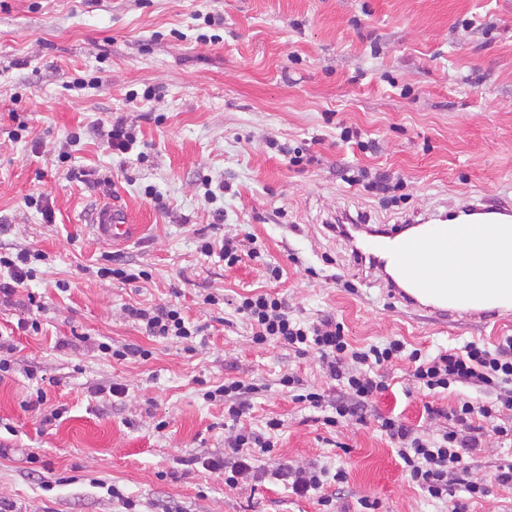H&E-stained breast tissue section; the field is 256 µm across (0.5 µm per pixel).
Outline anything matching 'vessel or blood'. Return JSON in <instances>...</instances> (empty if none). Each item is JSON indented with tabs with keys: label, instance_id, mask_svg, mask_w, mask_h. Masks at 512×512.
Segmentation results:
<instances>
[{
	"label": "vessel or blood",
	"instance_id": "b4317fda",
	"mask_svg": "<svg viewBox=\"0 0 512 512\" xmlns=\"http://www.w3.org/2000/svg\"><path fill=\"white\" fill-rule=\"evenodd\" d=\"M460 223L419 218L413 236L383 229L357 246L358 260L382 271L383 292L407 311L439 327L494 313L512 316V197L467 199L456 207ZM107 244L126 240L133 226L109 203L90 219Z\"/></svg>",
	"mask_w": 512,
	"mask_h": 512
}]
</instances>
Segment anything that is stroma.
Listing matches in <instances>:
<instances>
[{
  "instance_id": "1",
  "label": "stroma",
  "mask_w": 512,
  "mask_h": 512,
  "mask_svg": "<svg viewBox=\"0 0 512 512\" xmlns=\"http://www.w3.org/2000/svg\"><path fill=\"white\" fill-rule=\"evenodd\" d=\"M99 77V87L76 88ZM123 118L145 158L112 153L98 128ZM25 131H18V122ZM375 143L361 153L339 125ZM83 131L78 146L71 132ZM308 145L313 161L292 165L269 141ZM68 161H60L61 153ZM366 166L401 178L400 205L345 183ZM226 185L209 200L204 183ZM155 197H147L145 188ZM47 193L54 223L24 204ZM512 195V0H0V247L46 258L27 289L40 301L0 306V337L17 346L0 377V501L16 512H124L116 485L138 512L171 502L184 512H317L282 483L230 488L206 471L224 453V407L204 400L227 377L260 385L248 419L284 426L270 462L344 467L345 512L368 495L379 512H440L408 482L375 421L326 432L321 410L294 403L278 381L296 372L305 387L332 393L316 353L256 347L233 307L209 293L283 296L294 317L325 314L345 324L353 346L389 337L429 352L512 336V320L489 317L440 329L405 315L365 283L337 216L364 213L373 227L404 214L442 216L476 195ZM127 209L132 240L102 243L86 217L101 204ZM223 211L214 221L215 211ZM231 237L243 255L226 266L198 250L200 235ZM114 254L149 280H102ZM332 263H324V256ZM279 266L280 280L267 269ZM68 282L67 291L56 281ZM355 289L344 288V281ZM179 303L202 333L154 338L128 306ZM38 318V334H16ZM135 343L148 359L116 361L98 343ZM406 366H389L376 413L435 433L426 405L444 409L488 393L455 387L423 395ZM124 389L113 400L112 386ZM40 407H31L36 395ZM64 407L63 417L42 424ZM467 480L488 483L470 512H512V487L495 485L512 443L493 431ZM65 485L55 484L58 475ZM53 482L43 490V481Z\"/></svg>"
}]
</instances>
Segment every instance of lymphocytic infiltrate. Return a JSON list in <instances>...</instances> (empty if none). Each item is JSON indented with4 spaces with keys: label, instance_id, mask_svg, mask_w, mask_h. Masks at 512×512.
<instances>
[{
    "label": "lymphocytic infiltrate",
    "instance_id": "obj_1",
    "mask_svg": "<svg viewBox=\"0 0 512 512\" xmlns=\"http://www.w3.org/2000/svg\"><path fill=\"white\" fill-rule=\"evenodd\" d=\"M41 251H0V269H6L7 281H0V304L12 303L20 288L36 275L35 262L44 260ZM250 324L252 341L264 346L275 342L295 354L309 351L318 353L326 377L336 384L332 397L304 387L301 379L292 373L284 374L279 384L283 393L298 403L312 407H329L322 423L336 428L349 420L366 422L371 418L372 399L387 389L382 371L392 363L403 361L409 366V380L413 388L437 393L453 386H470L495 392L494 402L477 405L462 401L452 409L428 407L427 413L442 418L446 427L432 435L419 434L416 429L396 416L376 418L380 431L396 446L407 478L430 500L443 505L446 512H467L468 499L488 494L487 485L463 483L467 500L451 498L449 489L461 483L466 455L483 448V432L475 427L474 418H482L499 437H512V425L503 423L504 413H512V336L503 337L496 346L470 341L459 348L445 349L432 355L421 350L408 349L406 342L389 338L364 348L352 347L344 334V326L332 317L306 323L291 317L282 298L268 293L242 297L237 305ZM129 318L142 324L151 336H173L192 339L200 329L189 322L174 304L149 308L129 307ZM258 391L254 383L241 379H225L224 383L207 390L204 398L224 406V416L233 427L224 438L226 453L223 459L204 460L203 466L212 473L223 475L224 483L237 487L247 481H258L264 469L257 466L258 455L270 454L275 447V436L284 425L278 418L268 419L265 432H257L242 425V418L250 409V401ZM273 477L285 481L293 494L315 500L320 512H340L335 495L326 493L328 484H342L347 478L344 468L318 465L292 466L277 464Z\"/></svg>",
    "mask_w": 512,
    "mask_h": 512
}]
</instances>
